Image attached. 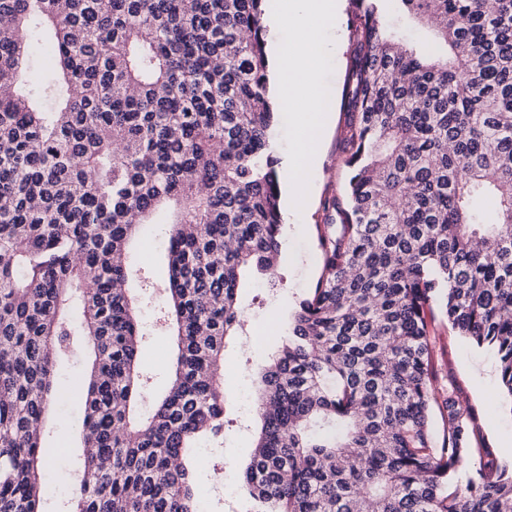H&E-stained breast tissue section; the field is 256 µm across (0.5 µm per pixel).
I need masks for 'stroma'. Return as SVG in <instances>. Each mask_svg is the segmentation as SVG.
Returning a JSON list of instances; mask_svg holds the SVG:
<instances>
[{
	"instance_id": "obj_1",
	"label": "stroma",
	"mask_w": 512,
	"mask_h": 512,
	"mask_svg": "<svg viewBox=\"0 0 512 512\" xmlns=\"http://www.w3.org/2000/svg\"><path fill=\"white\" fill-rule=\"evenodd\" d=\"M350 0H341L334 26L327 31L328 49L316 57L315 69L330 115L321 147L307 166L305 201L294 205L286 174H279L281 209L285 232L278 259L279 277L270 283L257 274L246 273L240 300L247 320L238 336L230 340L224 354V383L228 406L224 417V440L201 441L197 456L206 458L210 469L224 472L223 487L211 484L208 471L199 474V497L210 512H244L241 496L224 493V486H236L238 473L245 468L261 425L252 408L255 398L253 374L264 360L256 338L270 325L287 328L296 303L315 285L322 274L318 247V226L323 221V201L340 193L350 171L344 165L346 115L340 110L343 81L350 56ZM141 308L140 321L146 332L141 362L150 378V388L142 407H149L168 387L174 363L175 339L156 326V301L147 291L136 293ZM433 337L431 361L439 384L453 383L460 403L475 414L480 436L477 446L492 449L500 461L512 462V404L499 389L498 362L493 351L473 346L452 331L442 315L430 324ZM86 357L61 364L54 381L61 393L49 409L44 440L51 447L45 470L46 512H64L80 478L83 459L82 401L76 382L86 370Z\"/></svg>"
}]
</instances>
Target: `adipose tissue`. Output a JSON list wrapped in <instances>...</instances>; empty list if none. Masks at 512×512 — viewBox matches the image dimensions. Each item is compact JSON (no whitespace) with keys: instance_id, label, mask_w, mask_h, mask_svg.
<instances>
[{"instance_id":"obj_1","label":"adipose tissue","mask_w":512,"mask_h":512,"mask_svg":"<svg viewBox=\"0 0 512 512\" xmlns=\"http://www.w3.org/2000/svg\"><path fill=\"white\" fill-rule=\"evenodd\" d=\"M337 6V0H289L287 10L270 18L272 27L288 33L287 42L278 49L280 97L300 130L288 163L289 182L296 187L303 184L324 119V98L312 61L322 50L320 30L335 18Z\"/></svg>"}]
</instances>
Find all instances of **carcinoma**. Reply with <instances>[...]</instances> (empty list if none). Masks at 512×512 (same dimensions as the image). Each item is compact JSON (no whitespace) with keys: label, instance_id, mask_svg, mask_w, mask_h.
Here are the masks:
<instances>
[{"label":"carcinoma","instance_id":"carcinoma-1","mask_svg":"<svg viewBox=\"0 0 512 512\" xmlns=\"http://www.w3.org/2000/svg\"><path fill=\"white\" fill-rule=\"evenodd\" d=\"M352 2L350 178L323 202V274L260 367L241 490L248 512H512V462L486 448L463 472L475 417L435 385L429 330L437 307L494 348L512 404V0H397L395 23L380 0ZM267 8L0 0V512H43L42 423L78 351L90 452L66 512H197L189 453L224 438L241 273L276 280L282 245ZM413 22L434 39L409 41ZM46 36L50 72L32 59ZM169 203L156 284L130 245ZM134 277L179 349L138 419Z\"/></svg>","mask_w":512,"mask_h":512}]
</instances>
